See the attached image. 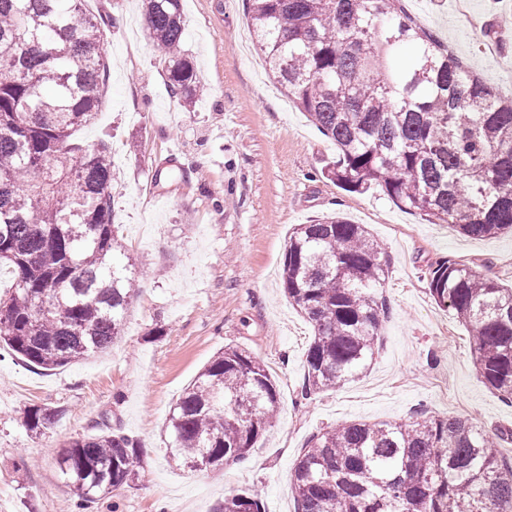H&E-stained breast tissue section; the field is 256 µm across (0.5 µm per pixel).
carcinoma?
<instances>
[{"label":"carcinoma","instance_id":"cac0c4a2","mask_svg":"<svg viewBox=\"0 0 512 512\" xmlns=\"http://www.w3.org/2000/svg\"><path fill=\"white\" fill-rule=\"evenodd\" d=\"M173 95L190 103L201 78L182 50L181 0H144ZM86 0H0V346L45 369L78 363L122 335L135 279L112 224L109 142L85 148L107 66L103 16ZM277 83L336 144L323 175L348 192L380 187L397 205L469 237L512 231V98L468 72L399 0H246ZM385 249L361 224L329 215L288 237L281 282L307 317L304 398L363 373L387 308ZM435 303L462 322L484 383L512 404V288L448 258L431 266ZM277 385L250 352L213 356L171 409V461L244 458L272 424ZM54 419L24 412L40 434ZM460 417L344 423L314 436L291 482L296 512H512V464ZM83 512L142 483L141 445L109 428L56 453ZM217 512H262L254 491Z\"/></svg>","mask_w":512,"mask_h":512}]
</instances>
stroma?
<instances>
[{"label":"stroma","mask_w":512,"mask_h":512,"mask_svg":"<svg viewBox=\"0 0 512 512\" xmlns=\"http://www.w3.org/2000/svg\"><path fill=\"white\" fill-rule=\"evenodd\" d=\"M468 70L512 97V0H401ZM110 17L106 92L76 142L112 147V221L136 260L137 288L112 348L46 370L0 349V512H75L55 456L99 422L141 440L145 484L97 512H212L225 496L262 492L264 512H295L291 470L313 435L351 421H407L419 411L512 430V406L478 375L465 327L439 308L427 278L450 258L512 288V233L470 239L394 204L381 189L350 193L322 168L336 147L270 78L244 0H182L185 53L204 82L173 97L141 0H88ZM340 214L386 248L379 293L387 320L365 372L300 395L312 325L280 271L292 229ZM227 346L259 357L281 407L248 455L208 471L175 467L164 427L183 389ZM58 409L43 433L25 409Z\"/></svg>","instance_id":"obj_1"}]
</instances>
